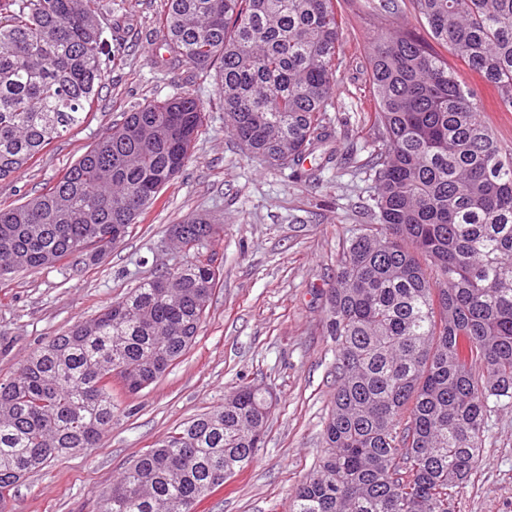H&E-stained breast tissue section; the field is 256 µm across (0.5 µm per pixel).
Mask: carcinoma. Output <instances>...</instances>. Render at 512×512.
Masks as SVG:
<instances>
[{"instance_id":"carcinoma-1","label":"carcinoma","mask_w":512,"mask_h":512,"mask_svg":"<svg viewBox=\"0 0 512 512\" xmlns=\"http://www.w3.org/2000/svg\"><path fill=\"white\" fill-rule=\"evenodd\" d=\"M103 0H0V180L83 122L106 80ZM166 62L214 72L225 126L254 158L299 165L330 137L343 19L336 0H163ZM430 40L367 14L370 223L345 239L327 291L336 388L324 453L289 512H454L491 406L512 405V150L448 57L512 110V0H413ZM204 104L150 102L102 133L48 192L0 207V278L86 264L125 234L194 148ZM172 226L188 250L220 237ZM208 256L143 279L0 382V512L50 460L98 446L114 384L137 394L194 343L216 286ZM274 403L242 386L136 456L97 512H193L261 448Z\"/></svg>"}]
</instances>
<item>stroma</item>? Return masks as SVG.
Wrapping results in <instances>:
<instances>
[{
    "instance_id": "1",
    "label": "stroma",
    "mask_w": 512,
    "mask_h": 512,
    "mask_svg": "<svg viewBox=\"0 0 512 512\" xmlns=\"http://www.w3.org/2000/svg\"><path fill=\"white\" fill-rule=\"evenodd\" d=\"M118 28L112 66L84 122L55 139L16 177L0 181V206L49 190L105 128L152 101L189 92L205 118L183 171L97 264L69 259L0 280V380L34 350L124 297L141 278L193 261L172 225L210 215L224 231L212 247L218 284L193 345L149 387L119 397L98 447L52 460L16 488L13 512H96L97 495L135 455L243 384L277 399L254 460L195 512H288L295 487L317 467L332 409L336 346L326 334V292L343 240L367 218L370 159L380 146L369 119V33L364 4L345 10L329 139L303 167L250 158L224 126L212 76L161 61L162 0H106ZM496 137L512 149V111L464 66ZM456 512H512V406L488 417L482 455L455 496Z\"/></svg>"
}]
</instances>
